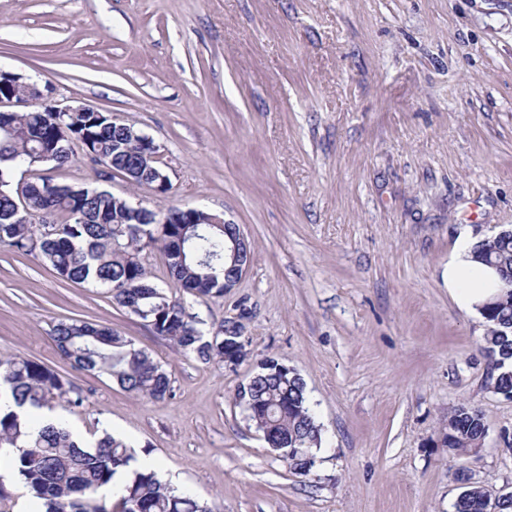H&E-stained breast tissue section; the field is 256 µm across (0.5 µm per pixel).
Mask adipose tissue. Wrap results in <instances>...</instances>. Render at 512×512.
<instances>
[{
  "instance_id": "obj_1",
  "label": "adipose tissue",
  "mask_w": 512,
  "mask_h": 512,
  "mask_svg": "<svg viewBox=\"0 0 512 512\" xmlns=\"http://www.w3.org/2000/svg\"><path fill=\"white\" fill-rule=\"evenodd\" d=\"M475 244L469 232L459 235L448 258L446 279L448 293L457 306L477 315L498 293L501 281L494 269L475 260Z\"/></svg>"
}]
</instances>
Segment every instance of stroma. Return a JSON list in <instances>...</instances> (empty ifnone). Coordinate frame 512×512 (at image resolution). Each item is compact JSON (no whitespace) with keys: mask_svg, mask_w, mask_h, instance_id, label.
<instances>
[{"mask_svg":"<svg viewBox=\"0 0 512 512\" xmlns=\"http://www.w3.org/2000/svg\"><path fill=\"white\" fill-rule=\"evenodd\" d=\"M0 69L149 136L171 188L97 182L79 148L41 175L159 215L202 208L252 245L236 288L204 301L142 253L206 326L241 317L236 365L183 356L106 289L0 248V359L71 380L83 446L111 431L219 512H453L462 469L512 492V399L444 281L462 230L512 229V0H0ZM70 319L118 330L170 394L72 368L52 339ZM266 358L306 383L322 427L309 475L236 401ZM461 404L487 428L465 457L440 436Z\"/></svg>","mask_w":512,"mask_h":512,"instance_id":"obj_1","label":"stroma"}]
</instances>
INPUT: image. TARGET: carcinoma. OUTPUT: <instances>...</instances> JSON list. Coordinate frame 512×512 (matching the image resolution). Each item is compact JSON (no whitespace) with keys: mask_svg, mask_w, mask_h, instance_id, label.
<instances>
[{"mask_svg":"<svg viewBox=\"0 0 512 512\" xmlns=\"http://www.w3.org/2000/svg\"><path fill=\"white\" fill-rule=\"evenodd\" d=\"M14 134L0 139V247L20 254H37L62 279L106 289L116 304L147 323L155 333L185 356L204 363L237 364L247 356L237 334L239 322L225 319L204 332L184 302L170 297L148 281L139 254L157 247L165 255L171 276L200 298L224 296V225L165 224L153 215L151 224H125L124 207L112 193L74 187L40 178L23 188L27 212L16 211L18 189L13 170L37 150L46 149L57 167L71 162L67 134L82 141L95 164L121 170L131 163L130 152L117 146L122 133L112 128V114L100 113L86 124L79 114L66 117L68 132L57 129L50 112H17ZM52 209L60 215L54 232L38 223L39 214ZM475 259L498 272L502 289L485 306L483 350L490 360L491 385L497 394L512 396V231L486 237L475 247ZM232 351L224 353V341ZM60 355L86 372L107 373L125 390L154 400L170 392L168 372L118 332L96 323L71 320L53 327ZM18 408L40 410L79 407L83 397L71 382L48 366L27 359L0 360V398ZM250 420L269 447L295 473L308 475L321 428L310 408L306 385L287 365L269 358L260 371L237 390ZM481 412L459 406L448 413L441 431L448 449L467 455L481 448L486 436ZM25 446L15 460L17 474L44 512H213L190 494H176L152 470H136L108 509L99 500L120 470L134 456L126 443L106 433L94 449L85 450L64 427L41 426L35 417L21 419L0 408V448ZM454 512H512V494H495L462 478Z\"/></svg>","mask_w":512,"mask_h":512,"instance_id":"obj_1","label":"carcinoma"}]
</instances>
